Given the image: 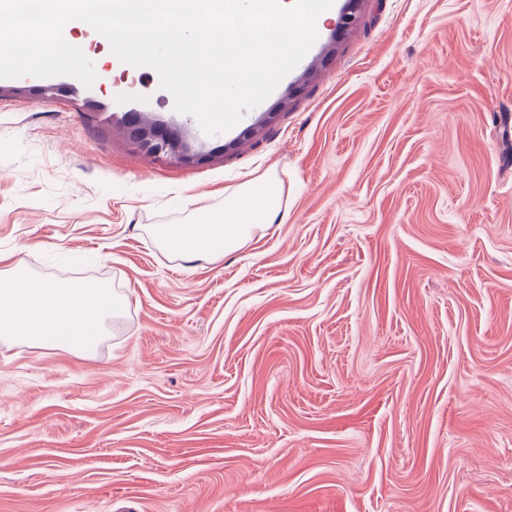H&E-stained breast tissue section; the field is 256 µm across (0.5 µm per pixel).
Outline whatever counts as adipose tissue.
I'll return each instance as SVG.
<instances>
[{"label": "adipose tissue", "mask_w": 512, "mask_h": 512, "mask_svg": "<svg viewBox=\"0 0 512 512\" xmlns=\"http://www.w3.org/2000/svg\"><path fill=\"white\" fill-rule=\"evenodd\" d=\"M281 190L270 186L262 197L240 193L224 208L220 224H165L155 228L161 247L187 261H217L284 223ZM121 309L102 282L68 279L52 282L31 277L21 266L0 276V336L27 340L50 350H90L108 318Z\"/></svg>", "instance_id": "ef3b65f1"}]
</instances>
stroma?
<instances>
[{
    "instance_id": "1",
    "label": "stroma",
    "mask_w": 512,
    "mask_h": 512,
    "mask_svg": "<svg viewBox=\"0 0 512 512\" xmlns=\"http://www.w3.org/2000/svg\"><path fill=\"white\" fill-rule=\"evenodd\" d=\"M358 14L214 135L92 30V85L0 80V275L122 300L87 353L0 338V512H512V0ZM266 175L267 236L161 248ZM130 140L145 152L158 154L164 152L181 164L198 163L204 156L190 151L181 134L167 124L143 122Z\"/></svg>"
}]
</instances>
